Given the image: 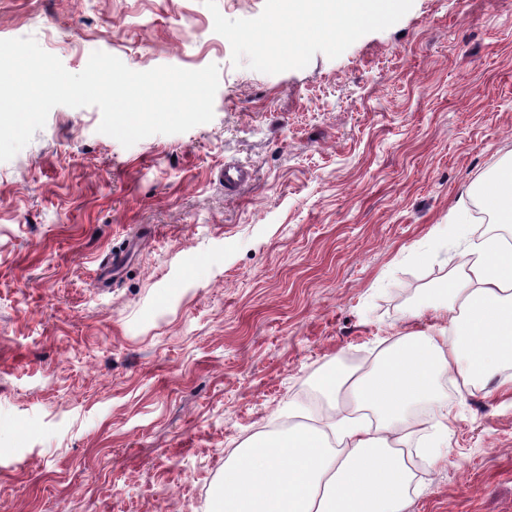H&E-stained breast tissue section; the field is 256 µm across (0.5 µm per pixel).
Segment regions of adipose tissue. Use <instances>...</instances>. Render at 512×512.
<instances>
[{
    "label": "adipose tissue",
    "mask_w": 512,
    "mask_h": 512,
    "mask_svg": "<svg viewBox=\"0 0 512 512\" xmlns=\"http://www.w3.org/2000/svg\"><path fill=\"white\" fill-rule=\"evenodd\" d=\"M369 0H275V22L335 36L370 10ZM425 309L443 319L409 330L359 371L327 364L316 388L336 417L262 435L224 464L212 512H408L415 473L405 448L416 406L442 405L439 380L487 383L512 366V245L476 244L433 289Z\"/></svg>",
    "instance_id": "adipose-tissue-1"
}]
</instances>
